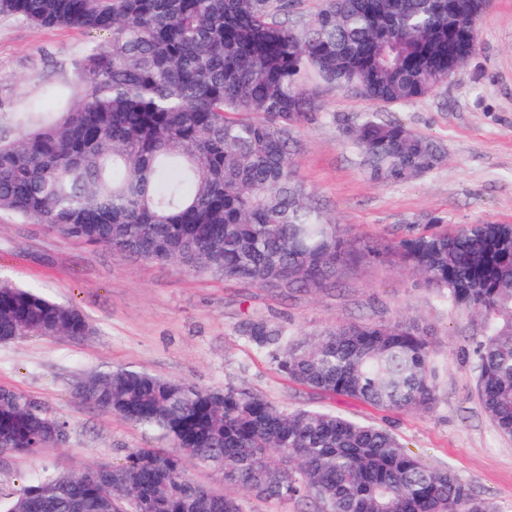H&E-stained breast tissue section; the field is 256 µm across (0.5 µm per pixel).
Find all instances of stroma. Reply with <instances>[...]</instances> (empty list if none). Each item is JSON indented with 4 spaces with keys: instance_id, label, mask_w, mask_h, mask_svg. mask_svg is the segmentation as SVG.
Listing matches in <instances>:
<instances>
[{
    "instance_id": "stroma-1",
    "label": "stroma",
    "mask_w": 512,
    "mask_h": 512,
    "mask_svg": "<svg viewBox=\"0 0 512 512\" xmlns=\"http://www.w3.org/2000/svg\"><path fill=\"white\" fill-rule=\"evenodd\" d=\"M479 48L435 94L390 105L329 89L321 110L297 127L298 177L351 234L393 243L464 224H512V0H488L477 20ZM86 33L0 14V137L32 102L58 108L77 94L76 64ZM374 114L396 120L445 151V160L408 182H372L357 161L347 126ZM0 278L81 309L97 328L75 342L33 337L0 342V386L22 390L68 424L65 447L21 458L0 455V494L42 470L121 462L145 446L132 426L71 395L72 382L102 365L133 366L202 386L232 384L288 410L316 408L393 433L431 467L445 468L473 494L512 512V438L500 435L476 392L472 338L478 320L440 301L410 269L364 262L336 287L282 292L192 274L59 235L0 212ZM251 318L311 335L356 320L401 321L423 331L440 372L431 411H385L289 381L243 335Z\"/></svg>"
}]
</instances>
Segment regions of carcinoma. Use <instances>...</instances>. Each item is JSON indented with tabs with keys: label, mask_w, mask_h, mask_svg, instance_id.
Returning <instances> with one entry per match:
<instances>
[{
	"label": "carcinoma",
	"mask_w": 512,
	"mask_h": 512,
	"mask_svg": "<svg viewBox=\"0 0 512 512\" xmlns=\"http://www.w3.org/2000/svg\"><path fill=\"white\" fill-rule=\"evenodd\" d=\"M0 0V14L95 33L77 64L82 96L48 117L33 102L0 138V211L64 236L261 287L327 288L345 267L393 256L436 296L480 320L477 393L512 436V224H466L392 245L350 235L310 199L294 133L325 87L375 102L423 99L478 45L473 0ZM381 184L433 170L440 146L367 118L354 136ZM95 334L77 307L0 281V341ZM245 337L289 379L375 408L429 410L428 342L400 321L290 336L263 320ZM79 400L154 442L114 465L44 471L0 512H244L198 483L194 464L257 498L314 512H497L453 472L391 433L331 412L283 410L233 386L132 366L77 381ZM67 422L0 387V454L60 448Z\"/></svg>",
	"instance_id": "obj_1"
}]
</instances>
